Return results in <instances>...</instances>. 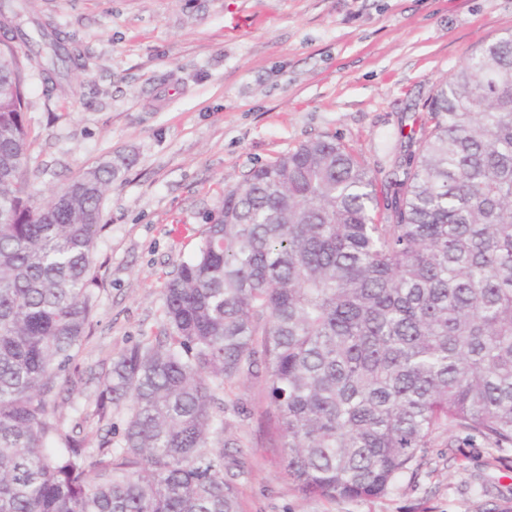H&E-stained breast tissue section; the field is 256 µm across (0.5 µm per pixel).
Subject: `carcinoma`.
Wrapping results in <instances>:
<instances>
[{
	"instance_id": "obj_1",
	"label": "carcinoma",
	"mask_w": 512,
	"mask_h": 512,
	"mask_svg": "<svg viewBox=\"0 0 512 512\" xmlns=\"http://www.w3.org/2000/svg\"><path fill=\"white\" fill-rule=\"evenodd\" d=\"M0 21V512H241L224 476V391L264 377L269 433L304 497L387 495L437 435L512 447V34L441 82L433 126L382 205L371 168L308 140L224 191L164 283L155 340L99 377L92 446L59 380L97 309L101 203L118 168L28 193L25 63L75 56Z\"/></svg>"
}]
</instances>
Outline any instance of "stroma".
<instances>
[{
    "instance_id": "obj_1",
    "label": "stroma",
    "mask_w": 512,
    "mask_h": 512,
    "mask_svg": "<svg viewBox=\"0 0 512 512\" xmlns=\"http://www.w3.org/2000/svg\"><path fill=\"white\" fill-rule=\"evenodd\" d=\"M28 14L84 63L54 79L26 67L34 200L124 161L101 204L97 312L60 382L67 428L113 358L157 333L163 284L225 188L320 137L386 181L431 127L436 86L512 33V0H30ZM224 402L243 512H512V448L459 429L386 496L304 499L266 428L263 381L231 387Z\"/></svg>"
}]
</instances>
